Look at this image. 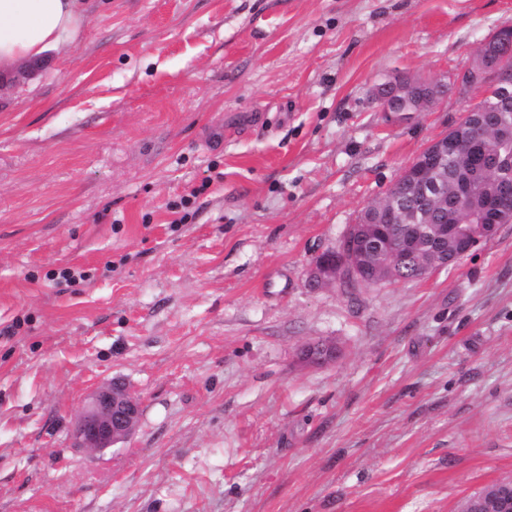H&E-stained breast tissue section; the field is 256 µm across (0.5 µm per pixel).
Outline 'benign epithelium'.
<instances>
[{"instance_id":"1","label":"benign epithelium","mask_w":512,"mask_h":512,"mask_svg":"<svg viewBox=\"0 0 512 512\" xmlns=\"http://www.w3.org/2000/svg\"><path fill=\"white\" fill-rule=\"evenodd\" d=\"M507 45L512 47V27L499 29L480 44L469 67L454 79L455 86L462 90L486 84L490 96L512 95V59L504 51ZM413 85V80L392 75L371 89V98L381 111L389 112L392 101ZM421 85L417 111L427 112L442 95L437 93L436 82L423 81ZM510 127L512 121L506 115L494 121L492 128L499 131L494 147L487 146V126L466 119L433 140L384 197L365 207L358 223L349 226L336 246L315 259L310 283L328 287L389 281L415 238L424 239L428 249L429 259L417 266V278L424 279L493 239L501 224L512 218V144L506 134ZM460 153L499 178L481 191L463 182L448 192V156ZM404 181L431 203L428 212L413 215L404 207L398 192ZM339 355L336 343L330 341L308 342L300 349L301 360L314 367L333 363ZM139 412L138 399L125 385L114 381L98 388L74 427L75 447L101 451L127 441ZM458 512H512V481L486 485L476 495L464 498Z\"/></svg>"}]
</instances>
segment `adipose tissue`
I'll use <instances>...</instances> for the list:
<instances>
[{
	"label": "adipose tissue",
	"instance_id": "adipose-tissue-1",
	"mask_svg": "<svg viewBox=\"0 0 512 512\" xmlns=\"http://www.w3.org/2000/svg\"><path fill=\"white\" fill-rule=\"evenodd\" d=\"M85 11L84 0H0V75L73 47Z\"/></svg>",
	"mask_w": 512,
	"mask_h": 512
}]
</instances>
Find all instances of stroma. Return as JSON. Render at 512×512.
<instances>
[{
	"label": "stroma",
	"mask_w": 512,
	"mask_h": 512,
	"mask_svg": "<svg viewBox=\"0 0 512 512\" xmlns=\"http://www.w3.org/2000/svg\"><path fill=\"white\" fill-rule=\"evenodd\" d=\"M510 25L512 0H92L68 56L1 82L0 512H457L512 479V223L422 280L308 285L484 97L397 122L371 86L452 80ZM115 379L132 438L73 447ZM339 355L340 350L336 343L330 341L308 342L300 349L301 360L314 367H323L336 362Z\"/></svg>",
	"instance_id": "35a3bbf8"
}]
</instances>
